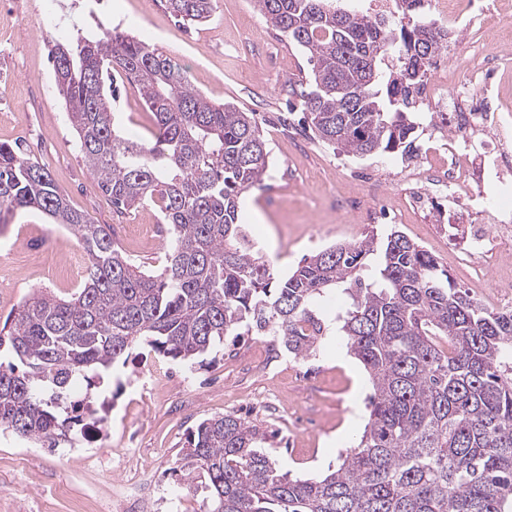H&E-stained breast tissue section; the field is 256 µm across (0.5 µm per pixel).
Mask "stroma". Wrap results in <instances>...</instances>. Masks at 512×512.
Masks as SVG:
<instances>
[{
	"label": "stroma",
	"instance_id": "35a3bbf8",
	"mask_svg": "<svg viewBox=\"0 0 512 512\" xmlns=\"http://www.w3.org/2000/svg\"><path fill=\"white\" fill-rule=\"evenodd\" d=\"M215 5L220 24L186 28L175 23L164 0H72L66 34L110 22L164 51L212 101L254 113L271 167L287 185L242 194L240 210L278 274L329 245L395 228L423 246L459 287H470L477 275L496 276V260L475 270L449 264L448 237L457 227L438 223L436 213L400 216L387 197L374 224L342 216L332 204L342 174L395 167L402 153L353 158L315 140L299 98L288 92L309 78L306 54L267 25L250 0ZM40 6L41 0H0V142L21 143L46 165L72 206L94 223L113 225L134 262L159 269L167 241L149 233L160 221L159 211L148 205L117 215L75 147ZM115 112L120 132L149 137L151 120L135 86L121 87ZM78 255L70 231L38 211L15 212L0 233V325L33 289L49 288L62 297L74 293L82 280ZM261 344L258 336H228L190 367L134 349L97 397L100 421L91 436L66 448H42L0 434V512H126L129 467L119 451L130 444L146 465L138 512H170L173 490L182 492L184 512H197L196 497L171 466L188 428L225 413L276 431L275 455L291 474L337 466L368 419L364 398L370 384L363 366L332 336L324 351L305 361L265 354Z\"/></svg>",
	"mask_w": 512,
	"mask_h": 512
}]
</instances>
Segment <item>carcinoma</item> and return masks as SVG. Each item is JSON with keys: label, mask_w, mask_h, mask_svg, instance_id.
Returning <instances> with one entry per match:
<instances>
[{"label": "carcinoma", "mask_w": 512, "mask_h": 512, "mask_svg": "<svg viewBox=\"0 0 512 512\" xmlns=\"http://www.w3.org/2000/svg\"><path fill=\"white\" fill-rule=\"evenodd\" d=\"M177 23H206L215 0H165ZM423 0H395L399 22L334 0H253L311 63L300 97L315 136L347 156L409 148L408 88L443 49ZM55 86L76 148L120 215L158 208L169 249L160 272L134 263L110 224L73 208L48 169L0 143V231L37 210L87 253L68 298L29 295L0 328V432L43 448L72 443L71 384L94 390L147 346L192 365L226 336H276L296 358L330 331L364 367L373 393L363 432L338 467L291 478L268 452L276 433L229 413L188 431L173 471L201 491L198 512H512V311L456 287L423 246L390 230L338 243L277 275L240 223V196L270 168L255 114L196 91L162 50L105 25L74 42L51 39ZM149 111L148 139L114 129L116 78ZM345 303L332 318L320 303Z\"/></svg>", "instance_id": "cac0c4a2"}]
</instances>
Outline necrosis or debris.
Here are the masks:
<instances>
[{
	"mask_svg": "<svg viewBox=\"0 0 512 512\" xmlns=\"http://www.w3.org/2000/svg\"><path fill=\"white\" fill-rule=\"evenodd\" d=\"M434 2V23L447 32L449 50L465 48L468 68L460 78L433 62L417 86L415 106L437 113L445 131L414 154L399 201L414 212L433 209L441 198L462 207L479 202L481 222L456 251L475 263L512 248V102L489 101L499 72L492 50L512 42V13L502 0ZM473 31L476 40L459 43L458 33Z\"/></svg>",
	"mask_w": 512,
	"mask_h": 512,
	"instance_id": "4bbe7bcc",
	"label": "necrosis or debris"
}]
</instances>
